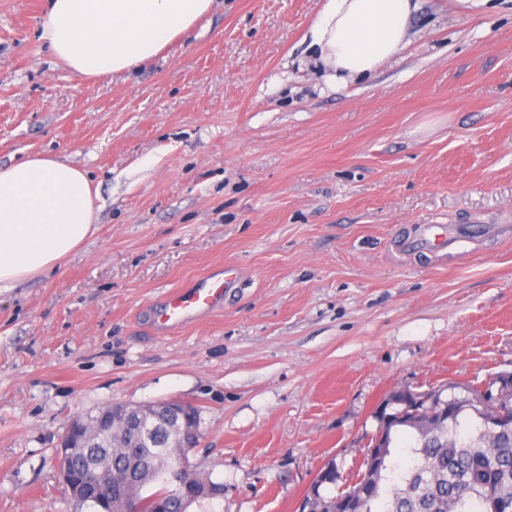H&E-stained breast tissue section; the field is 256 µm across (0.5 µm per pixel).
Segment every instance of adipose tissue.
<instances>
[{
	"label": "adipose tissue",
	"instance_id": "ef3b65f1",
	"mask_svg": "<svg viewBox=\"0 0 512 512\" xmlns=\"http://www.w3.org/2000/svg\"><path fill=\"white\" fill-rule=\"evenodd\" d=\"M216 0H47L38 33L86 77L127 72L153 59ZM415 0H324L305 38L336 82L374 72L408 44ZM96 193L71 163L34 154L0 166V288L59 268L93 233Z\"/></svg>",
	"mask_w": 512,
	"mask_h": 512
}]
</instances>
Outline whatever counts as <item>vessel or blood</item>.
Wrapping results in <instances>:
<instances>
[{"mask_svg": "<svg viewBox=\"0 0 512 512\" xmlns=\"http://www.w3.org/2000/svg\"><path fill=\"white\" fill-rule=\"evenodd\" d=\"M461 240V235L445 225L426 224L408 240L407 245L414 249L441 251L454 248ZM237 279L236 269L220 267L201 278L197 287L167 294L155 314L156 323L164 327L179 326L198 313L218 308L224 301L225 288L233 286Z\"/></svg>", "mask_w": 512, "mask_h": 512, "instance_id": "vessel-or-blood-1", "label": "vessel or blood"}]
</instances>
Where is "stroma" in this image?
<instances>
[{
  "label": "stroma",
  "mask_w": 512,
  "mask_h": 512,
  "mask_svg": "<svg viewBox=\"0 0 512 512\" xmlns=\"http://www.w3.org/2000/svg\"><path fill=\"white\" fill-rule=\"evenodd\" d=\"M0 0V165L44 153L99 189L94 233L0 291V512H75L56 450L115 403L199 413L192 512H295L355 480L389 394L512 371V0H419L409 44L338 84L302 38L322 0H218L158 56L88 78ZM422 224L484 227L408 250ZM235 267L171 329L164 296Z\"/></svg>",
  "instance_id": "stroma-1"
}]
</instances>
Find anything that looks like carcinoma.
I'll return each mask as SVG.
<instances>
[{"mask_svg": "<svg viewBox=\"0 0 512 512\" xmlns=\"http://www.w3.org/2000/svg\"><path fill=\"white\" fill-rule=\"evenodd\" d=\"M389 411L383 462L376 471L361 474L357 504L351 512H512V431L498 432L486 422V410L448 409L433 417L432 427L398 417L402 406L385 399ZM173 428L146 423L132 446L120 445L101 432L87 454L74 460L83 474L103 458L113 473L132 476L125 496L112 502V512H124L125 497L136 500L139 512H188L170 494L164 454ZM411 466L393 462L398 433Z\"/></svg>", "mask_w": 512, "mask_h": 512, "instance_id": "carcinoma-1", "label": "carcinoma"}]
</instances>
